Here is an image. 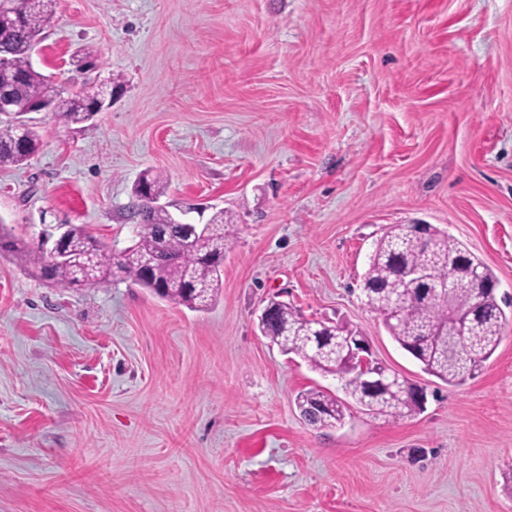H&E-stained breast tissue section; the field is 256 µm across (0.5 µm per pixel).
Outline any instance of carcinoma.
<instances>
[{"instance_id": "carcinoma-1", "label": "carcinoma", "mask_w": 512, "mask_h": 512, "mask_svg": "<svg viewBox=\"0 0 512 512\" xmlns=\"http://www.w3.org/2000/svg\"><path fill=\"white\" fill-rule=\"evenodd\" d=\"M13 6V21L0 27V94L9 93L30 104L52 101L54 108L49 115L67 125L89 121L94 96L52 83L31 62L29 35L41 34L52 25L55 0H13ZM38 148L39 135L34 128L11 123L0 126V167L18 166ZM133 194L132 210L141 216L142 224L138 225L134 243L121 252L116 265L112 250L82 224L68 225L65 250L69 259L60 263L51 259L41 244L17 237L0 221V255L18 257L33 268L36 278L57 288L96 286L107 282L117 271L158 297L174 300L190 310L211 307L222 287L224 211L213 213L206 237L190 239L172 232L161 243L158 235L170 226L171 216L164 209L145 206L147 199L162 194L160 177L145 172ZM452 260L459 263L457 271L473 281L496 285L493 271L463 243L433 226L428 228L424 240L413 225H395L375 243L362 277V293L368 305L382 316L393 340L425 373L448 385H461L476 377L493 356L508 317L494 294L477 296L469 288L450 289L457 307H478L481 313L469 329L464 349L448 355L443 337L439 336L448 328V308L422 302L418 289L405 288L403 282L408 269L421 267L434 283H441L451 275L448 262ZM268 304L274 312L260 328L261 333L282 352L306 360L323 375L338 378L342 391L357 404L393 419L422 410L411 395V384L396 375L385 374L387 389L380 394L371 393L360 376H348L349 356L343 345L345 328L310 320L280 300L272 299ZM296 404L313 416L311 424L321 427L342 423L348 410L335 393L317 387L300 392Z\"/></svg>"}]
</instances>
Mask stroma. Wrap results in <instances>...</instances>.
Instances as JSON below:
<instances>
[{"instance_id":"stroma-1","label":"stroma","mask_w":512,"mask_h":512,"mask_svg":"<svg viewBox=\"0 0 512 512\" xmlns=\"http://www.w3.org/2000/svg\"><path fill=\"white\" fill-rule=\"evenodd\" d=\"M31 61L112 103L26 115L41 146L0 168V219L121 251L149 169L173 216L223 210L224 268L195 312L0 256V512H512V318L451 386L360 290L376 240L425 223L512 300V0H57ZM275 296L364 336L424 410L308 424L296 395L340 385L262 336Z\"/></svg>"}]
</instances>
